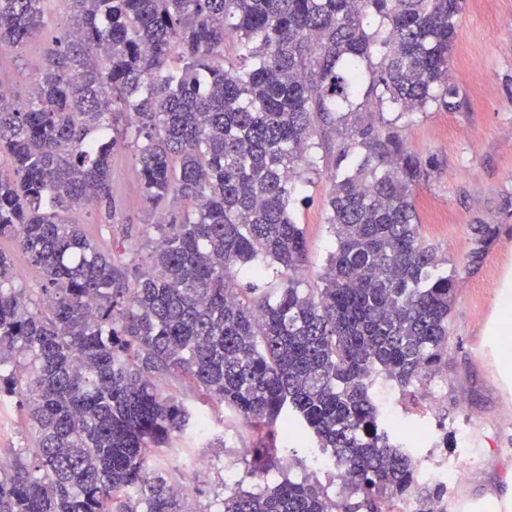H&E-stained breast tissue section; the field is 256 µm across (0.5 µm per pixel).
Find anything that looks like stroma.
<instances>
[{"mask_svg":"<svg viewBox=\"0 0 512 512\" xmlns=\"http://www.w3.org/2000/svg\"><path fill=\"white\" fill-rule=\"evenodd\" d=\"M46 27L17 48L0 53V83L24 102L37 78L32 61H43L71 30L70 13L62 0H46ZM450 78L459 92L457 109H430L402 116L398 133L422 162L426 177L415 187L417 220L424 239L438 246L459 271L449 317L448 367L416 398L389 383L378 384L380 408L400 425L430 428L446 425L452 446L419 444L418 456L449 464L470 461L466 478L447 486V512H487L483 503L494 497L496 512H512V371L498 358V337L487 335L505 278H512V0H466L458 20L450 59ZM316 149L306 184L300 185L293 216L306 241L304 285L321 287L320 275L332 245L327 222L328 199L336 170L339 139L318 127ZM114 223H106L93 207L73 211L88 237L113 256L146 254L148 240L157 238L159 213L144 198L133 147L112 153ZM495 224L498 236L480 267L467 271L473 248L471 227ZM177 397L191 412L205 413L212 432L184 442L178 456L157 453L161 467L187 470L193 459L210 466L206 481L191 483V512H219L224 473L234 470L244 489L257 491L280 482L277 471L264 477L247 473V451L259 437L230 408L202 404L194 386L182 383ZM32 432L19 400L0 408V452L28 447Z\"/></svg>","mask_w":512,"mask_h":512,"instance_id":"1","label":"stroma"}]
</instances>
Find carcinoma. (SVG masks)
<instances>
[{"label":"carcinoma","mask_w":512,"mask_h":512,"mask_svg":"<svg viewBox=\"0 0 512 512\" xmlns=\"http://www.w3.org/2000/svg\"><path fill=\"white\" fill-rule=\"evenodd\" d=\"M67 2V44L24 106L0 102V238L43 275L39 292L22 287L0 249V396L24 399L34 433L0 461V512H190L154 462L204 428L170 393L179 378L261 435L249 474L310 438L340 471L336 499L285 473L227 489L224 512H392L440 497L375 388L407 392L448 366L456 272L420 232L421 161L395 122L365 112L456 106L464 0ZM43 3L0 0L1 51L46 26ZM374 55L365 88L360 61ZM318 123L341 142L323 287L305 288L293 193ZM121 145L162 208L150 254L131 263L68 219L86 200L114 220ZM496 233L472 227L468 269ZM272 267L282 285L268 291Z\"/></svg>","instance_id":"1"}]
</instances>
